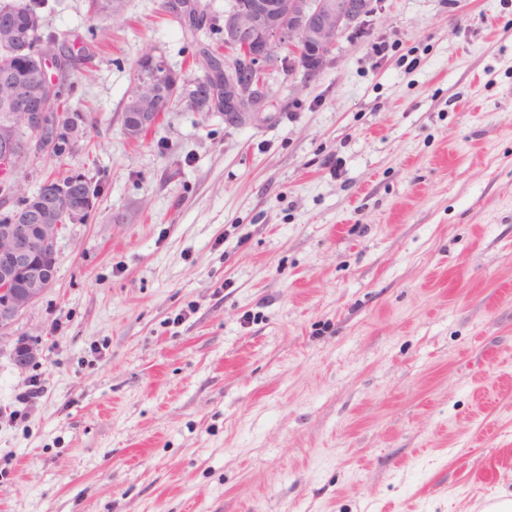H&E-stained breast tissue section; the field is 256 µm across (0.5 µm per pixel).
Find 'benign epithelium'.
I'll return each instance as SVG.
<instances>
[{
    "mask_svg": "<svg viewBox=\"0 0 512 512\" xmlns=\"http://www.w3.org/2000/svg\"><path fill=\"white\" fill-rule=\"evenodd\" d=\"M375 13V0H233L224 12V86L207 77L186 81L173 72L162 57L149 51L138 62L128 106L140 113L138 124L125 126L135 136L153 121L161 90L172 93L170 102L191 104L200 99L224 112V117L241 123L263 112L269 103V90L263 74L285 64L282 51L302 55L311 72H319L331 61L338 41L360 27ZM38 15L23 8L13 9L0 19V51L12 53L22 34L41 28ZM37 90L20 96L14 80L0 82L9 92L0 96L5 119L0 124V201L16 197L15 175L23 158L48 155L57 149L78 145L85 135L77 117L62 124L49 117V103L61 86L59 65L41 52L39 43L31 50ZM58 186L72 200L69 212L79 218L92 205L86 179L73 174ZM24 223L8 225L0 232V343L12 338V329L23 313L47 291V267L54 266L61 224L51 207L24 210ZM14 339V338H12ZM38 355L37 344L24 336L14 339L11 356L15 365L27 366Z\"/></svg>",
    "mask_w": 512,
    "mask_h": 512,
    "instance_id": "7a95c632",
    "label": "benign epithelium"
}]
</instances>
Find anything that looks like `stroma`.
<instances>
[{"label":"stroma","mask_w":512,"mask_h":512,"mask_svg":"<svg viewBox=\"0 0 512 512\" xmlns=\"http://www.w3.org/2000/svg\"><path fill=\"white\" fill-rule=\"evenodd\" d=\"M200 2L40 11L95 126L23 189L101 192L13 329L38 357L0 345V512H484L512 493V0H382L265 112L130 139L143 54L223 50L231 0ZM67 177L61 180H51L54 181L55 184L52 182H46L43 186L50 188L53 186L60 187L62 191L66 193V197L70 198L73 202L69 208L71 216L73 218H79L86 212V210H88L87 206H90L89 210L92 208L93 200L91 192L93 196H97L100 192V187L99 185H92V182L87 178L88 183L91 185V187H89L86 179L78 177L77 174H72L70 179L63 182ZM50 191L56 192V190L52 188ZM89 212L90 211L86 212L79 221L83 222L88 217ZM38 350V346L33 340L20 336L12 344L11 356L15 365L22 368L37 357Z\"/></svg>","instance_id":"obj_1"}]
</instances>
